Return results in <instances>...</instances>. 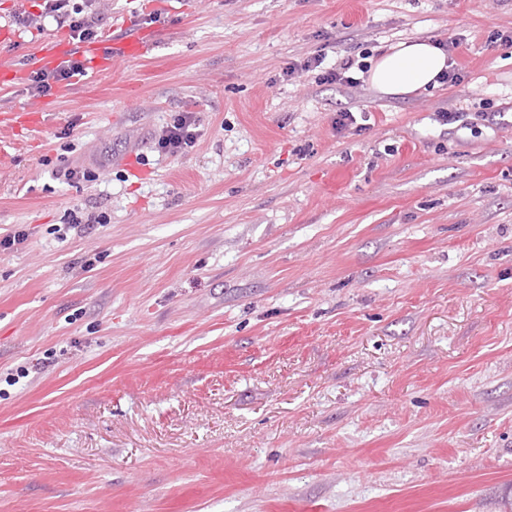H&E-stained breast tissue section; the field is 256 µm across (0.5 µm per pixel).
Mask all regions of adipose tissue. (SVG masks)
I'll return each mask as SVG.
<instances>
[{
  "instance_id": "ef3b65f1",
  "label": "adipose tissue",
  "mask_w": 512,
  "mask_h": 512,
  "mask_svg": "<svg viewBox=\"0 0 512 512\" xmlns=\"http://www.w3.org/2000/svg\"><path fill=\"white\" fill-rule=\"evenodd\" d=\"M447 67L448 56L436 42L409 40L391 47L374 62L369 81L383 94L406 95L437 86L439 74Z\"/></svg>"
}]
</instances>
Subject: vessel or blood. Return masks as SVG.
<instances>
[{"instance_id": "obj_1", "label": "vessel or blood", "mask_w": 512, "mask_h": 512, "mask_svg": "<svg viewBox=\"0 0 512 512\" xmlns=\"http://www.w3.org/2000/svg\"><path fill=\"white\" fill-rule=\"evenodd\" d=\"M152 30L142 29L135 33L108 40L105 43L73 47L64 38L44 39L39 43L38 64L52 69L67 60L72 53H79L83 59L85 78H93L109 70L117 59H136L141 57L150 45Z\"/></svg>"}]
</instances>
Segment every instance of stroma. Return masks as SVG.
Returning a JSON list of instances; mask_svg holds the SVG:
<instances>
[{
  "label": "stroma",
  "instance_id": "35a3bbf8",
  "mask_svg": "<svg viewBox=\"0 0 512 512\" xmlns=\"http://www.w3.org/2000/svg\"><path fill=\"white\" fill-rule=\"evenodd\" d=\"M42 2L0 0L41 117L0 129V512H512V0H94L155 43L39 93ZM454 33L453 86L286 72ZM166 128L165 135L158 141L161 150L177 154L195 145L197 134L187 115L180 113L174 115L172 122Z\"/></svg>",
  "mask_w": 512,
  "mask_h": 512
}]
</instances>
